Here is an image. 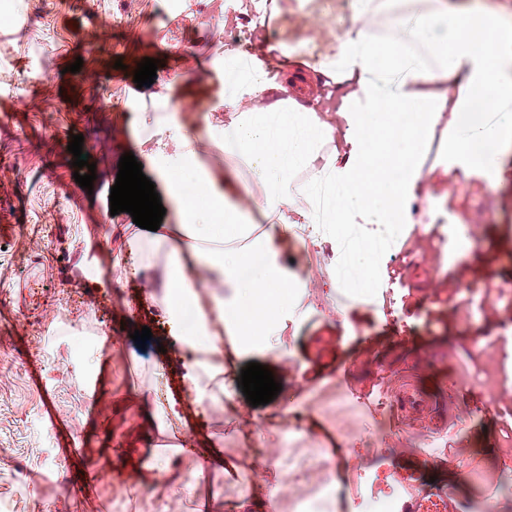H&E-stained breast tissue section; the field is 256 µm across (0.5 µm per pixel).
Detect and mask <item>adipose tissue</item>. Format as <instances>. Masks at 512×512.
Wrapping results in <instances>:
<instances>
[{"instance_id":"adipose-tissue-1","label":"adipose tissue","mask_w":512,"mask_h":512,"mask_svg":"<svg viewBox=\"0 0 512 512\" xmlns=\"http://www.w3.org/2000/svg\"><path fill=\"white\" fill-rule=\"evenodd\" d=\"M353 13V27L337 38V53L320 64L323 74L347 86L341 109L344 158L325 153L337 131L317 112L291 99L255 106L271 88L262 79L263 65L244 75L233 56L224 60L235 85L224 100L231 119L207 138L224 145L264 186L251 207L276 215L269 230L257 236L242 221L235 171L226 170L223 185H216L195 140L180 137L175 152L160 147L152 157L155 181L180 218L177 235L158 241L166 256V314L196 354L190 382L210 409H224V381L204 369L205 356L215 351L210 321L223 320L227 335L242 346L252 342L259 323L258 300H265L267 310L287 312L288 290L296 282L280 246L299 224L320 237L325 225L360 220L375 225L380 246L389 245L399 233L393 216L407 212L421 179V151L444 113L512 108V24L485 0L463 13L448 0H353ZM486 139L512 146V124L465 126L449 136L447 155L493 167L494 156L473 154L475 144ZM302 168L311 171L310 183L295 181L294 172ZM244 239L263 254L248 276L245 249L238 246ZM186 252L203 260L212 284L231 292L214 314H199L192 328L186 311L195 302L194 285L180 263Z\"/></svg>"}]
</instances>
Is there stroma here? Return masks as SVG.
<instances>
[{"instance_id": "stroma-1", "label": "stroma", "mask_w": 512, "mask_h": 512, "mask_svg": "<svg viewBox=\"0 0 512 512\" xmlns=\"http://www.w3.org/2000/svg\"><path fill=\"white\" fill-rule=\"evenodd\" d=\"M278 13L252 0H7L19 16L0 27V512H199L225 492L247 497L253 512H284L277 461L242 449L253 441L320 449L335 461L345 512L354 485L347 460L384 454L391 469H411L413 492L448 486L454 512L474 494L486 512H512V489L493 463L512 453V152L496 178L447 165L443 140L458 128L446 113L422 154V180L397 240L386 249V292L350 295L334 287L354 232L333 231L317 252L291 240L283 254L326 309L297 306L275 316L266 349L221 341L230 398L223 414L198 400L187 379L193 353L167 324L158 299L163 258L152 232L128 246L129 213L111 214L120 157L133 153L144 174L158 142L175 131L202 141L226 125L224 57L256 58L264 41L295 49L294 63L317 66L329 47L318 22L353 25L350 0H277ZM250 24L240 45L235 31ZM161 60L153 84L137 87L144 58ZM79 72H70L74 62ZM276 83L267 106L290 98L339 124L335 105L309 85ZM170 112L175 127L141 124V113ZM83 135L96 165L92 190L76 183L67 146ZM27 277L37 289L21 287ZM149 327L151 340L132 335ZM119 330L120 349L110 348ZM272 371L282 389L252 406L238 385L247 363ZM428 389L452 382L441 414L405 404L403 383ZM152 388L177 400L169 432L185 437L169 484L131 464L152 457ZM385 388L387 407L372 394ZM342 391L347 406L332 413ZM299 429L290 431L289 413ZM444 444L425 455L430 436Z\"/></svg>"}]
</instances>
